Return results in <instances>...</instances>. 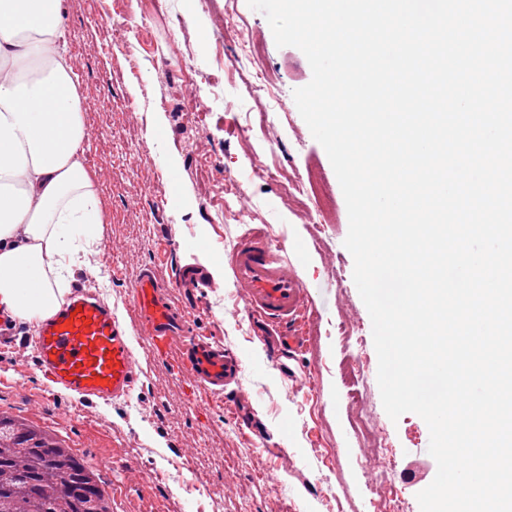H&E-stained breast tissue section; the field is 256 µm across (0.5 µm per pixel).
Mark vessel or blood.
I'll list each match as a JSON object with an SVG mask.
<instances>
[{
	"label": "vessel or blood",
	"instance_id": "b4317fda",
	"mask_svg": "<svg viewBox=\"0 0 512 512\" xmlns=\"http://www.w3.org/2000/svg\"><path fill=\"white\" fill-rule=\"evenodd\" d=\"M231 268L242 291L244 310L285 335L283 351L302 347L292 328L309 303V289L265 233L241 237L231 252ZM140 332L153 359L173 361L194 383L221 393L239 384L241 357L220 345L200 341L191 331L196 310L170 298V285L155 267H145L132 290ZM36 368L55 387L87 403H112L137 388L141 366L133 341L117 314L93 293L76 289L51 318L33 330Z\"/></svg>",
	"mask_w": 512,
	"mask_h": 512
}]
</instances>
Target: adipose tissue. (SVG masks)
Wrapping results in <instances>:
<instances>
[{
	"mask_svg": "<svg viewBox=\"0 0 512 512\" xmlns=\"http://www.w3.org/2000/svg\"><path fill=\"white\" fill-rule=\"evenodd\" d=\"M62 2L0 0V306L23 323L60 309L104 222Z\"/></svg>",
	"mask_w": 512,
	"mask_h": 512,
	"instance_id": "ef3b65f1",
	"label": "adipose tissue"
}]
</instances>
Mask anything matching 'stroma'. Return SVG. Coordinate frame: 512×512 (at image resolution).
Listing matches in <instances>:
<instances>
[{
    "label": "stroma",
    "mask_w": 512,
    "mask_h": 512,
    "mask_svg": "<svg viewBox=\"0 0 512 512\" xmlns=\"http://www.w3.org/2000/svg\"><path fill=\"white\" fill-rule=\"evenodd\" d=\"M63 8L85 166L104 215L77 283L133 335L141 381L123 401L83 406L49 387L29 350L0 351V415L94 469L112 512H373L370 460L354 423L362 406L387 439L388 483L406 512H420L416 495L437 471L429 429L416 414L394 421L383 408L372 323L344 246L345 199L293 98L312 78L303 52L277 47L247 0H63ZM258 72L268 89H256ZM195 103L205 119L190 112ZM311 170L330 196L323 213L289 191ZM230 182L242 193L227 208L219 191ZM259 230L282 242L312 298L298 326L302 352L276 362L229 267L238 239ZM148 265L168 281L188 265L208 269L213 287L176 288L172 299L195 307L198 338L241 354L253 429L151 357L130 301ZM342 325L358 329L362 351L342 344ZM359 354L366 364L356 380L346 369ZM257 470L278 486L257 481Z\"/></svg>",
    "instance_id": "35a3bbf8"
}]
</instances>
